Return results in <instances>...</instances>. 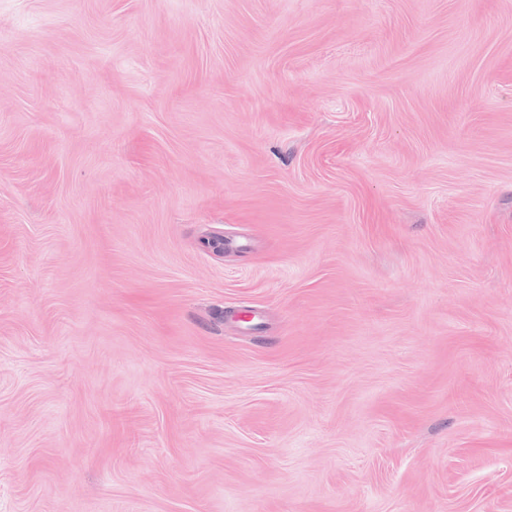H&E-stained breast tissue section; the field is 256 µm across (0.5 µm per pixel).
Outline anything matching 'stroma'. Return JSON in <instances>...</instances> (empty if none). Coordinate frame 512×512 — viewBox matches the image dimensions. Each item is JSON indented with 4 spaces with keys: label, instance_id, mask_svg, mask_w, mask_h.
Listing matches in <instances>:
<instances>
[{
    "label": "stroma",
    "instance_id": "35a3bbf8",
    "mask_svg": "<svg viewBox=\"0 0 512 512\" xmlns=\"http://www.w3.org/2000/svg\"><path fill=\"white\" fill-rule=\"evenodd\" d=\"M0 512H512V0H0Z\"/></svg>",
    "mask_w": 512,
    "mask_h": 512
}]
</instances>
